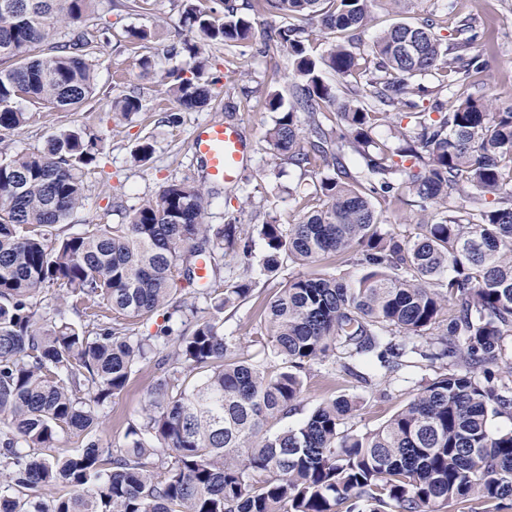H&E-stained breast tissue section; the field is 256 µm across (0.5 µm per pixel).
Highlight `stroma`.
Here are the masks:
<instances>
[{
  "instance_id": "35a3bbf8",
  "label": "stroma",
  "mask_w": 512,
  "mask_h": 512,
  "mask_svg": "<svg viewBox=\"0 0 512 512\" xmlns=\"http://www.w3.org/2000/svg\"><path fill=\"white\" fill-rule=\"evenodd\" d=\"M431 12L442 16L440 34L444 37L450 34L458 18L468 15L492 31L494 49L488 58V70L479 77L478 91L492 100L512 97V0H404L399 10L393 9L387 0H376L373 21L364 38L374 40L395 21L413 22ZM159 19L165 22L162 40L144 48L128 42L127 28L149 27ZM90 22L111 28L109 38L98 41L91 56L96 72L93 99L78 112H61L44 105L33 107L27 100H18L21 110L36 109L38 116L7 139L12 151L33 152L42 148L50 135L74 121L87 124L99 136L104 171L86 176L83 203L66 223L71 233L80 232L87 224L125 223L128 213L142 200L154 196L166 181H201L203 172L189 149L190 139L204 123L225 118L221 108L212 104L181 113L178 124L166 121L171 104L158 76L171 68L184 66L185 61L166 55L163 43L177 35L186 39L196 36L195 31L183 23L173 0H150L147 13L141 15L126 11L124 0H96ZM211 54L221 77L214 92L231 95L238 103L234 121L245 130L249 147L240 179L235 184L221 186L218 194L213 195L207 221L224 224L241 216L247 224L257 225L271 212L277 214L281 223H292L299 212L288 191L296 186L310 187L314 175L289 163L276 164L264 140L275 115L244 95L245 89L262 84L271 68L290 72L292 64L288 54L274 47L266 58L258 60L238 56L233 49L221 45L212 46ZM145 55L152 60L154 77L146 78L141 74L139 60ZM132 85L141 91L143 108L128 120L114 123L109 115L112 102ZM146 137L152 140L154 151L147 162H135L131 152ZM264 252L263 241L254 240L250 265L254 293L247 302L224 314L225 332L245 342L252 338L268 300L284 288L289 276L300 271L299 266L289 262L279 276H267L262 268ZM435 373V368L429 366L407 368L391 375L387 382L368 387L358 377L343 372L340 365L328 362L313 365L301 406L288 417L287 424L298 426L323 399L345 394L359 400L357 411L348 421L349 427L356 431L377 428L412 398L418 381L433 378ZM156 376L153 364L143 365L128 389L106 408L105 424L99 434L103 445L121 443L128 421L144 408L147 392Z\"/></svg>"
}]
</instances>
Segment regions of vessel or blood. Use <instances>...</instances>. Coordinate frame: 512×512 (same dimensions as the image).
Returning a JSON list of instances; mask_svg holds the SVG:
<instances>
[{"instance_id": "obj_1", "label": "vessel or blood", "mask_w": 512, "mask_h": 512, "mask_svg": "<svg viewBox=\"0 0 512 512\" xmlns=\"http://www.w3.org/2000/svg\"><path fill=\"white\" fill-rule=\"evenodd\" d=\"M190 150L200 160L210 182L231 185L242 175L247 158V137L235 123L213 121L194 133Z\"/></svg>"}]
</instances>
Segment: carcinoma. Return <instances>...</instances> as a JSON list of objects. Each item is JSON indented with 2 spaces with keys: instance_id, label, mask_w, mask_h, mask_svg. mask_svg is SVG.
Masks as SVG:
<instances>
[{
  "instance_id": "obj_1",
  "label": "carcinoma",
  "mask_w": 512,
  "mask_h": 512,
  "mask_svg": "<svg viewBox=\"0 0 512 512\" xmlns=\"http://www.w3.org/2000/svg\"><path fill=\"white\" fill-rule=\"evenodd\" d=\"M94 2L0 0V512H491L511 501L512 427L492 425L512 421V102L470 93L447 104L448 89L488 68L487 31L466 18L445 40L431 14L366 44L374 0H178L199 38L167 45L186 59L161 76L176 104L167 123L212 100L210 46L245 57L275 45L292 62L291 104L272 89L276 70L247 93L277 114L268 149L332 171L288 192L318 197L297 222L271 217L257 229L264 269L344 254L364 269L354 280L288 277L250 353L224 333V311L251 296L252 280L211 279L226 259H250L253 234L237 219L207 223L214 190L174 180L124 224L62 235L84 173L99 167V137L73 124L36 152L4 143L31 119L17 100L76 112L92 96L95 36L83 26ZM251 12L282 23L258 31ZM315 23L341 34L320 55L309 44ZM62 24L73 28L66 41L56 40ZM157 35L126 29L132 44ZM326 71L349 84L344 95ZM438 75L432 87L419 82ZM428 95L431 110L418 109ZM141 109L131 92L112 102V119ZM409 110L415 121L395 127L396 142L375 137L377 119ZM410 196L427 220L410 239L393 236L383 214ZM194 257L208 282L186 298L176 276L196 278ZM54 287L81 305L84 323L43 319L40 294ZM159 313L182 329L141 335L138 323ZM269 354L279 370L265 365ZM153 359L161 374L145 409L122 447H103L100 408ZM338 359L351 374L348 359L378 364L383 377L420 361L440 372L376 429L346 428L357 401L339 395L299 426L271 430L296 411L308 369ZM64 432L81 448L62 456Z\"/></svg>"
}]
</instances>
